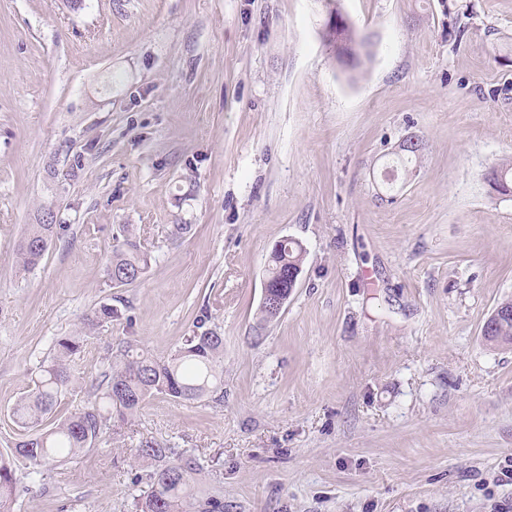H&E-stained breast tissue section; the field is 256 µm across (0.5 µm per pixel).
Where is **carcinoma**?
I'll return each instance as SVG.
<instances>
[{
	"label": "carcinoma",
	"instance_id": "obj_1",
	"mask_svg": "<svg viewBox=\"0 0 512 512\" xmlns=\"http://www.w3.org/2000/svg\"><path fill=\"white\" fill-rule=\"evenodd\" d=\"M323 37L352 58L348 70L359 71L370 58V40L352 23L339 28L326 26ZM57 235V225L49 222L27 225L17 244L19 269L36 266L49 243ZM305 251L292 242L272 250L266 281L268 286L292 287L290 269L303 263ZM150 267V256L136 241L134 230L126 227L115 239L106 260L105 275L132 273L129 283L138 281ZM122 318L119 308L103 303L81 322L74 336L55 341L53 357L38 367V378L12 405L10 416L24 439L12 445L10 453H0V512H12L22 488V480L45 484L50 472L95 445L104 431L112 430V417L125 421L134 417L152 396L163 395L175 402L191 403L209 399L224 401V336L197 319L192 334L167 359H156L131 341H121L105 368L92 378V398L69 416L54 420L51 414L61 398L77 383L73 363L84 342ZM486 341L497 346L512 345V318L504 317ZM138 458L148 461L149 490L136 502V512H191L198 502L194 475L198 460L177 453L164 443L147 441L136 449Z\"/></svg>",
	"mask_w": 512,
	"mask_h": 512
}]
</instances>
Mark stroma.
<instances>
[{
    "label": "stroma",
    "mask_w": 512,
    "mask_h": 512,
    "mask_svg": "<svg viewBox=\"0 0 512 512\" xmlns=\"http://www.w3.org/2000/svg\"><path fill=\"white\" fill-rule=\"evenodd\" d=\"M340 3L373 41L352 78L326 0H0V443L100 304L124 318L82 377L126 337L170 356L203 313L224 336L223 404L151 398L13 512H134L150 440L224 512H512V347L482 336L512 299V197L485 179L512 157V0ZM48 207L61 230L16 274ZM124 224L152 260L114 287ZM289 238L302 272L263 324ZM295 242L296 241L292 243L288 242V248L281 249L280 251H277L275 249L276 247L272 250L268 263L266 281L270 287L280 285L285 288H269V290H283L288 293V290L293 287L290 280V269L296 267V265H302L305 254V251L301 250ZM288 274L289 280L287 279ZM297 282L292 288L293 290L296 288Z\"/></svg>",
    "instance_id": "obj_1"
}]
</instances>
